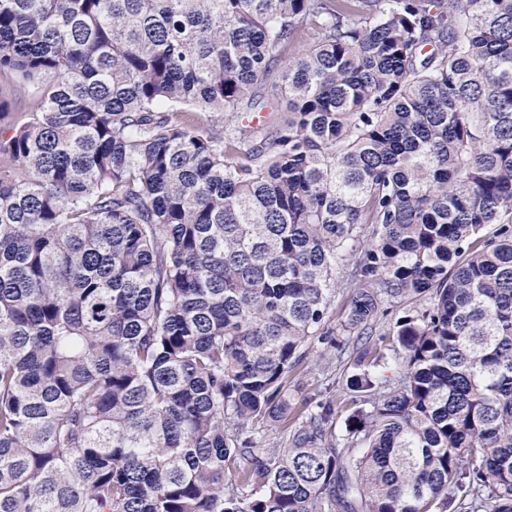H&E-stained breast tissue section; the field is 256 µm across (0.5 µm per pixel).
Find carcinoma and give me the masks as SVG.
Returning <instances> with one entry per match:
<instances>
[{"instance_id": "obj_1", "label": "carcinoma", "mask_w": 512, "mask_h": 512, "mask_svg": "<svg viewBox=\"0 0 512 512\" xmlns=\"http://www.w3.org/2000/svg\"><path fill=\"white\" fill-rule=\"evenodd\" d=\"M509 216L512 0H0V512H512ZM346 363V361L342 363L336 361V365L333 364L329 370L323 369L321 366H315L313 362L306 364L304 368L299 370L298 378L304 382L303 394H307L308 397L313 399H320L319 395L323 394L325 388L330 386V391L339 395V390L343 387L347 372L348 365Z\"/></svg>"}]
</instances>
